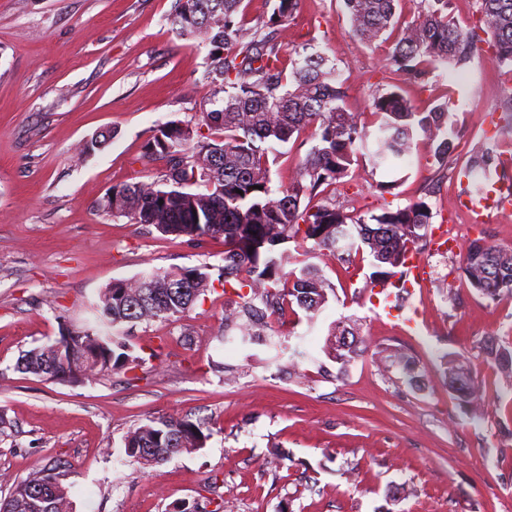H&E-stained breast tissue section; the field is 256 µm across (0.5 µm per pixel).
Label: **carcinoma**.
<instances>
[{
	"instance_id": "carcinoma-1",
	"label": "carcinoma",
	"mask_w": 512,
	"mask_h": 512,
	"mask_svg": "<svg viewBox=\"0 0 512 512\" xmlns=\"http://www.w3.org/2000/svg\"><path fill=\"white\" fill-rule=\"evenodd\" d=\"M397 0H342L352 32L372 45L393 39L390 70L422 80L431 69L448 65L471 70L486 43L499 67L512 71V0H476V22L460 29L448 14V0H423L416 19L400 25ZM243 0H177L170 25L178 35L210 47L209 94L198 121H170L144 145L143 159H166L165 171L131 185H114L102 206L116 217L153 226L164 235L191 239L224 238V336L243 344L269 340L271 323L297 305L314 319L335 287L314 262L327 251L340 262L358 254L370 258L369 286L381 292L405 289L409 255L427 245L433 212L426 198L405 206L384 207L367 218L336 203V189L348 183L352 166L368 161L378 169L409 152L420 139L433 145V157L448 161L457 132L448 109L419 112L393 85L371 95L378 135L371 137L357 113L347 107L348 87L340 72L320 52H297L291 68L280 62L277 31L297 9L298 0H276L263 29L247 26ZM311 130L310 149L299 160L288 187H274L272 166L281 148ZM504 168L497 144L486 137L463 171L479 195ZM243 194L236 193V190ZM295 242L294 250L281 245ZM311 247H304L305 243ZM457 270L481 296L491 301L512 296V247L470 243ZM205 267L154 270L112 282L90 304L92 320L77 331H63L53 343L22 354L17 369L46 381L83 383L117 370H132L142 358L122 340L137 323L169 320L189 312L211 291ZM353 337L347 349L333 348L345 371L365 351L366 338L356 323L344 319L330 335ZM487 356L512 376V343L492 338ZM393 357L411 385L421 374L405 353ZM448 387L471 409L478 398L472 369L460 354L443 357ZM210 433L187 416L150 419L125 438L126 455L143 468L164 464L183 452L205 447ZM64 472L34 466L13 480L0 498V512H73Z\"/></svg>"
}]
</instances>
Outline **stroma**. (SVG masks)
Returning a JSON list of instances; mask_svg holds the SVG:
<instances>
[{"mask_svg": "<svg viewBox=\"0 0 512 512\" xmlns=\"http://www.w3.org/2000/svg\"><path fill=\"white\" fill-rule=\"evenodd\" d=\"M176 0H0V473L36 464L65 468L75 512H177L222 494L224 512H512V382L488 361L489 337L512 338V296L482 298L457 271L469 243L512 246V212L473 224L456 203L458 176L483 135L512 142V77L489 53L465 75L442 67L425 81H396L390 45L352 32L338 0H300L281 26V55L314 48L337 63L347 105L373 125L371 84L399 83L416 109L447 104L456 149L439 168L418 141L398 172L363 173L341 190L347 211L369 216L428 196L434 224H464L447 253L428 243L425 284L402 330L381 317L367 262L319 264L336 288L315 321L273 325L285 349L223 344L222 290L186 316L137 325L141 367L97 383L44 381L19 357L81 327L88 306L117 280L155 269L224 267L223 239L192 240L115 217L101 203L112 185L159 175L141 164L158 125L198 115L207 92V47L171 31ZM101 138L77 158L79 142ZM401 176L393 193L379 182ZM356 320L370 346L340 371L329 357L334 322ZM304 359L293 360V350ZM406 352L422 374L410 385L392 363ZM469 358L489 405L475 415L448 388L442 357ZM189 416L211 431L206 446L143 471L125 453L127 432L154 418ZM288 458L277 470L264 460Z\"/></svg>", "mask_w": 512, "mask_h": 512, "instance_id": "1", "label": "stroma"}]
</instances>
